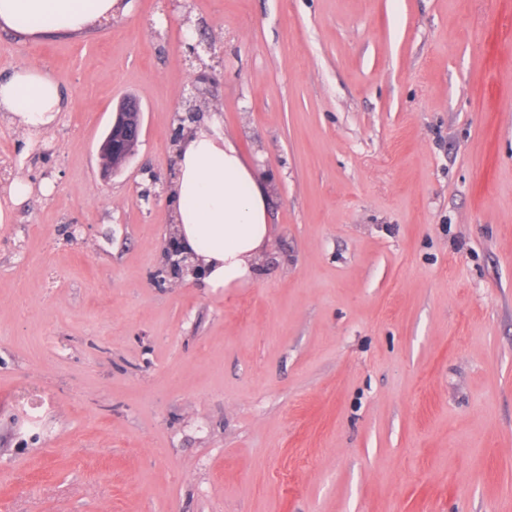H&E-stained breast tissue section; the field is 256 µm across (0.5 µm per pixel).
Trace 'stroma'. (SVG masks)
<instances>
[{
  "label": "stroma",
  "mask_w": 512,
  "mask_h": 512,
  "mask_svg": "<svg viewBox=\"0 0 512 512\" xmlns=\"http://www.w3.org/2000/svg\"><path fill=\"white\" fill-rule=\"evenodd\" d=\"M218 59L224 135L267 175L248 285L157 286L172 118ZM0 512H512V0H133L0 28ZM144 132L106 178L123 96ZM61 102L58 85L38 66L17 67L0 82V112L31 141L54 127Z\"/></svg>",
  "instance_id": "1"
}]
</instances>
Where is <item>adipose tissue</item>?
Returning <instances> with one entry per match:
<instances>
[{
	"mask_svg": "<svg viewBox=\"0 0 512 512\" xmlns=\"http://www.w3.org/2000/svg\"><path fill=\"white\" fill-rule=\"evenodd\" d=\"M130 7L131 0H0V27L29 36L77 32ZM61 102L58 85L34 65L17 67L0 82V112L31 140L54 127ZM177 154L174 226L203 265V288L249 283L271 233L257 168L225 138L217 112L203 116Z\"/></svg>",
	"mask_w": 512,
	"mask_h": 512,
	"instance_id": "adipose-tissue-1",
	"label": "adipose tissue"
}]
</instances>
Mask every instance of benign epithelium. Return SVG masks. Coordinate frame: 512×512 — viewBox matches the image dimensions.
<instances>
[{
  "label": "benign epithelium",
  "mask_w": 512,
  "mask_h": 512,
  "mask_svg": "<svg viewBox=\"0 0 512 512\" xmlns=\"http://www.w3.org/2000/svg\"><path fill=\"white\" fill-rule=\"evenodd\" d=\"M216 85L217 79L212 73L200 74L191 85L188 97L191 98L192 105L184 112V117H194L195 113L199 112L197 102L214 96ZM142 132L143 108L140 102L133 97L122 98L116 106L106 136L98 149L103 173L110 175L118 172L121 165L135 155ZM162 252L168 277L184 280L188 277L196 279L201 275L202 269L191 261L192 253L186 251L182 241L175 234L172 233L165 238Z\"/></svg>",
  "instance_id": "7a95c632"
}]
</instances>
